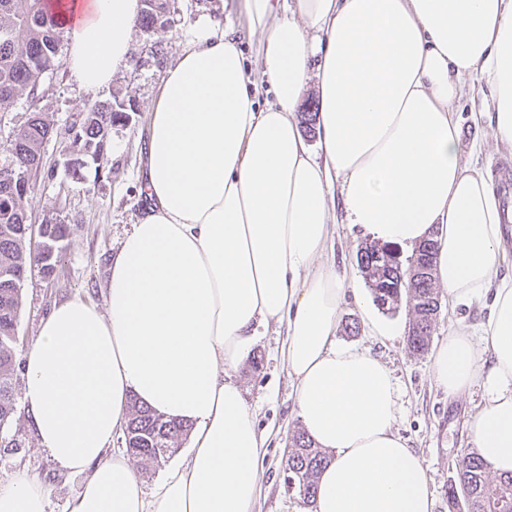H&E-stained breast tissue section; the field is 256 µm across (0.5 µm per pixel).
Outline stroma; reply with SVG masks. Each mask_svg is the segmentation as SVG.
I'll return each mask as SVG.
<instances>
[{
    "instance_id": "35a3bbf8",
    "label": "stroma",
    "mask_w": 512,
    "mask_h": 512,
    "mask_svg": "<svg viewBox=\"0 0 512 512\" xmlns=\"http://www.w3.org/2000/svg\"><path fill=\"white\" fill-rule=\"evenodd\" d=\"M241 4L242 0H171L166 26L151 34L134 30L129 69L115 75L111 86L99 96L82 90L64 67L43 81L40 107L53 122L55 135L42 147L43 172L33 179L24 206L32 224L53 219L68 225L69 234L60 244L54 276L47 280L35 270L24 283L17 353H25L34 342L42 319L57 301L78 297L103 305L108 262L146 204L142 148L148 136L149 109L165 70L193 36L191 21L213 28L241 29L247 72L250 79H258L260 37L245 34ZM156 42L162 45L163 56L155 55L152 45ZM490 93L486 81H476L455 109L460 115L463 160L474 157L470 154L472 141L482 140L483 149L474 158L499 177L506 172L512 174V156L496 144L488 122L476 125L471 120L472 113L486 111ZM98 98L129 102L134 107L128 121L112 129L108 143L112 173L108 176L96 175L93 166L73 163L77 151L71 146L72 126ZM332 232L331 255L338 271L348 282L363 284L356 251L364 237L347 223L343 206L333 210ZM489 305L486 298L468 308L441 305L431 349L447 339L458 319L474 325L486 321ZM384 317L396 324L398 334L382 342L361 327V309L353 297H346L340 320L359 323L360 329L355 334L338 331L337 340L370 349L391 370L397 386L396 429L428 471L434 512H448V483L456 473L458 459L471 448L468 425L481 395L475 392L457 399L448 397L433 381L431 349L415 354L407 347L406 308L385 312ZM258 333L251 353L260 359V366L247 361L233 375L263 438L254 512H311L289 484L285 468L291 438L300 428L292 380L283 358L285 329L272 325L259 328ZM19 471L47 489L46 512H68V502L82 484L81 476L60 471L41 451L22 409L11 425L0 429V482H7Z\"/></svg>"
}]
</instances>
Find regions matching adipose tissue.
<instances>
[{
  "instance_id": "adipose-tissue-1",
  "label": "adipose tissue",
  "mask_w": 512,
  "mask_h": 512,
  "mask_svg": "<svg viewBox=\"0 0 512 512\" xmlns=\"http://www.w3.org/2000/svg\"><path fill=\"white\" fill-rule=\"evenodd\" d=\"M66 67L89 94L129 66L140 0H53ZM261 36L246 74L235 28L200 29L149 114L148 200L110 265L103 307L54 304L24 355L23 402L40 449L83 475L69 512H253L262 438L231 377L261 325L286 327L302 429L326 451L313 512H433L420 457L395 431L396 384L370 350L336 340L348 283L330 260L332 203L371 239L438 243L452 306L491 295L433 356L438 387L481 389L469 436L512 473V260L491 174L463 162L454 110L483 78L490 126L512 154V0H244ZM320 100L318 149L296 116ZM269 85L273 104L256 94ZM192 427L189 453L153 486L110 450L131 401ZM24 474L0 512H46Z\"/></svg>"
}]
</instances>
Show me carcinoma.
I'll return each instance as SVG.
<instances>
[{
    "label": "carcinoma",
    "instance_id": "carcinoma-1",
    "mask_svg": "<svg viewBox=\"0 0 512 512\" xmlns=\"http://www.w3.org/2000/svg\"><path fill=\"white\" fill-rule=\"evenodd\" d=\"M171 0H147L139 26L146 32L164 27ZM64 28L47 0H0V112L15 100L35 102L45 77L61 67L59 46ZM128 118L124 105L95 102L84 112L74 136L83 149L102 145L118 122ZM53 125L35 110L10 144L11 161L0 167V428L11 424L17 413L15 343L22 306V287L28 270H50L58 255L28 249V215L24 199L31 179L41 173L43 144L51 138ZM52 247L68 234V225L45 228ZM437 241L424 240L401 263L395 253L367 243L356 255L374 302L390 311L406 303L410 320L407 344L415 354L424 352L435 330L439 309L435 278ZM190 426L132 401L123 430L125 448L144 469L157 466L178 450ZM328 455L313 445L304 431L294 434L287 460L288 480L311 504L316 496V478ZM448 512H512V475L490 477L478 452L462 457L456 476L448 484Z\"/></svg>",
    "mask_w": 512,
    "mask_h": 512
}]
</instances>
